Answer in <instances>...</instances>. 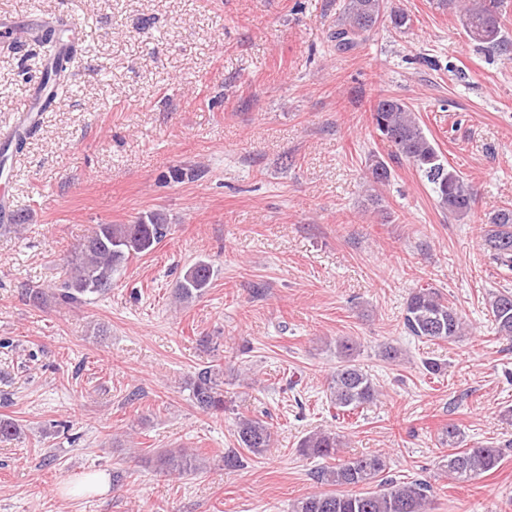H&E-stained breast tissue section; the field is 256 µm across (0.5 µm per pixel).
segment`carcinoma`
Wrapping results in <instances>:
<instances>
[{"instance_id":"obj_1","label":"carcinoma","mask_w":512,"mask_h":512,"mask_svg":"<svg viewBox=\"0 0 512 512\" xmlns=\"http://www.w3.org/2000/svg\"><path fill=\"white\" fill-rule=\"evenodd\" d=\"M437 8L459 16L460 22L475 46L487 53L507 48L503 30L507 0H437ZM391 27L403 33L411 25V16L403 9L386 11V0H347L342 22L332 38L336 49L348 51L361 45L383 17ZM46 64L43 85L50 98L78 92L65 80L62 64L66 55L62 35L49 30L42 41ZM371 121L391 152L384 158L372 154L368 171L375 184L385 185L391 179L390 162L406 160L422 171L433 184L439 206L460 218L472 210L475 192L424 133L415 111L404 100L380 96L371 106ZM170 233L169 225L159 214L134 224H100L94 234L78 244L69 261V274L56 288L55 295L65 303L81 304L85 297L103 294L112 287V275L133 255L151 252ZM483 245L500 262L512 267V205L489 217L483 233ZM213 276L212 266L198 261L189 267L176 288V299L191 302L203 296ZM488 307L496 333L512 339V290L489 293ZM404 328L418 340L452 342L464 335L465 321L439 290L432 287L411 289L405 302ZM338 366L328 383L331 405L342 415H350L377 400L379 389L370 374L357 363L359 344L348 336L336 338ZM220 371L212 365L197 372L191 383L190 401L204 413L224 412V382ZM22 429L15 421L0 415V440L21 438ZM273 429L257 417L240 416L236 421L238 447L224 453V466L242 465L241 451L255 456L271 447ZM450 447L442 456L441 467L459 483L469 482L499 467L501 448L477 444L456 447L458 429L450 425L443 431ZM345 444L341 436L328 430H314L300 441L299 448L307 457L336 459L338 463L323 466L315 472L318 483L330 487L297 499L292 512H429L432 485L426 479L397 482L384 477L388 467L381 454H361L337 459ZM159 465L170 475L185 476L200 470L198 456L185 448L167 449L159 455Z\"/></svg>"}]
</instances>
